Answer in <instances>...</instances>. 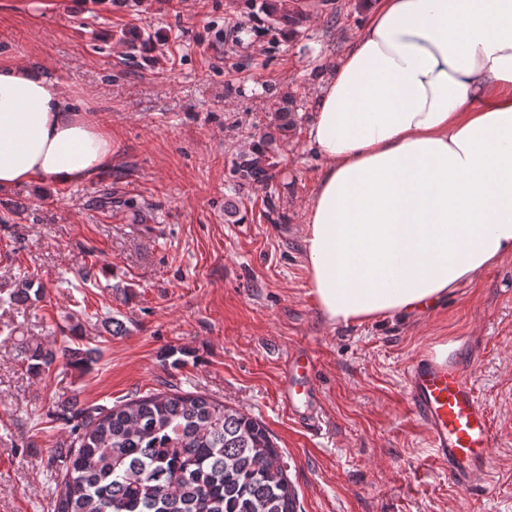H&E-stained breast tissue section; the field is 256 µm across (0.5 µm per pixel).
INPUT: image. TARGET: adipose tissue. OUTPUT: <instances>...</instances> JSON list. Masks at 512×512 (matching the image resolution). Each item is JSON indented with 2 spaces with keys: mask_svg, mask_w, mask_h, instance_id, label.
<instances>
[{
  "mask_svg": "<svg viewBox=\"0 0 512 512\" xmlns=\"http://www.w3.org/2000/svg\"><path fill=\"white\" fill-rule=\"evenodd\" d=\"M303 208L321 317H408L512 257V0H372L328 61ZM112 164V131L62 83L0 60V189Z\"/></svg>",
  "mask_w": 512,
  "mask_h": 512,
  "instance_id": "1",
  "label": "adipose tissue"
}]
</instances>
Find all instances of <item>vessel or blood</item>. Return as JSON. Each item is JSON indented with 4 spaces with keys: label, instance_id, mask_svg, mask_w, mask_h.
<instances>
[{
    "label": "vessel or blood",
    "instance_id": "obj_1",
    "mask_svg": "<svg viewBox=\"0 0 512 512\" xmlns=\"http://www.w3.org/2000/svg\"><path fill=\"white\" fill-rule=\"evenodd\" d=\"M319 364L318 353L308 347L288 352L282 362L279 401L310 426L318 418L319 394L311 379ZM405 390L435 460L447 464L455 484L466 487L485 476L495 428L472 378L457 366L436 363L424 354L410 365Z\"/></svg>",
    "mask_w": 512,
    "mask_h": 512
}]
</instances>
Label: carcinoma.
I'll list each match as a JSON object with an SVG mask.
<instances>
[{
  "label": "carcinoma",
  "mask_w": 512,
  "mask_h": 512,
  "mask_svg": "<svg viewBox=\"0 0 512 512\" xmlns=\"http://www.w3.org/2000/svg\"><path fill=\"white\" fill-rule=\"evenodd\" d=\"M244 177L269 183L254 159ZM22 287L13 303L37 300ZM29 372L41 376L58 357L85 370L98 350L26 345ZM74 440L53 512H297L296 493L278 448L259 420L197 392H149L110 407L73 413Z\"/></svg>",
  "instance_id": "1"
}]
</instances>
